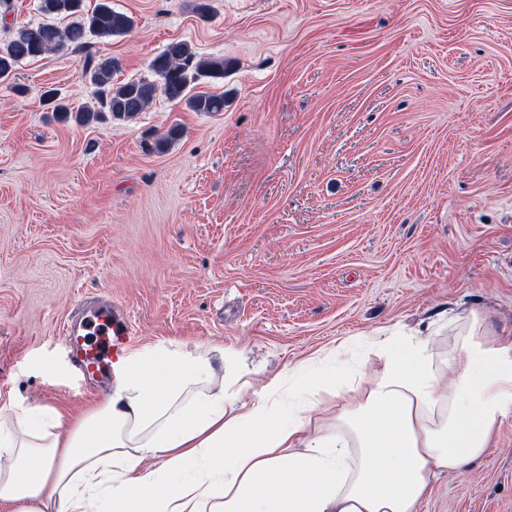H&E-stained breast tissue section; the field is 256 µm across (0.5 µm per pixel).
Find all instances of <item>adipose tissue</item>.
Here are the masks:
<instances>
[{
  "mask_svg": "<svg viewBox=\"0 0 512 512\" xmlns=\"http://www.w3.org/2000/svg\"><path fill=\"white\" fill-rule=\"evenodd\" d=\"M372 383L342 398L336 374L282 382L245 406L224 352L126 355L94 410L0 408V512H419L440 477L483 458L512 414V330L471 312L447 351L426 332L380 336Z\"/></svg>",
  "mask_w": 512,
  "mask_h": 512,
  "instance_id": "adipose-tissue-1",
  "label": "adipose tissue"
}]
</instances>
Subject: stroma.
I'll return each mask as SVG.
<instances>
[{"label": "stroma", "mask_w": 512, "mask_h": 512, "mask_svg": "<svg viewBox=\"0 0 512 512\" xmlns=\"http://www.w3.org/2000/svg\"><path fill=\"white\" fill-rule=\"evenodd\" d=\"M112 0L123 36L23 60L0 82V404L72 415L63 322L122 308L129 351L224 349L245 402L305 360L367 385L373 337L482 310L512 329V0ZM224 60L223 114L156 96L82 127L86 54L149 76L170 42ZM179 125L164 151L157 135ZM420 512H512V414Z\"/></svg>", "instance_id": "35a3bbf8"}]
</instances>
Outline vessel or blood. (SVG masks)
Masks as SVG:
<instances>
[{
  "label": "vessel or blood",
  "instance_id": "vessel-or-blood-1",
  "mask_svg": "<svg viewBox=\"0 0 512 512\" xmlns=\"http://www.w3.org/2000/svg\"><path fill=\"white\" fill-rule=\"evenodd\" d=\"M63 331L76 367L107 376L113 363L124 356L134 328L128 318L100 298L76 320L65 323Z\"/></svg>",
  "mask_w": 512,
  "mask_h": 512
}]
</instances>
